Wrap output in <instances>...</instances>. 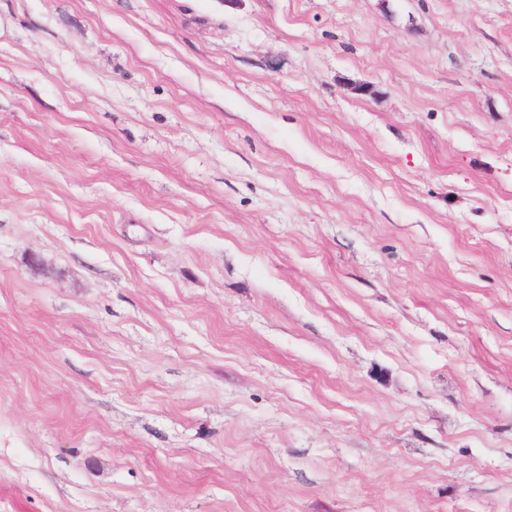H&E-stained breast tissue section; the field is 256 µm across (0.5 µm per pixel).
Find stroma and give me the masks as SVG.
I'll list each match as a JSON object with an SVG mask.
<instances>
[{
    "label": "stroma",
    "instance_id": "35a3bbf8",
    "mask_svg": "<svg viewBox=\"0 0 512 512\" xmlns=\"http://www.w3.org/2000/svg\"><path fill=\"white\" fill-rule=\"evenodd\" d=\"M0 512H512V0H0Z\"/></svg>",
    "mask_w": 512,
    "mask_h": 512
}]
</instances>
